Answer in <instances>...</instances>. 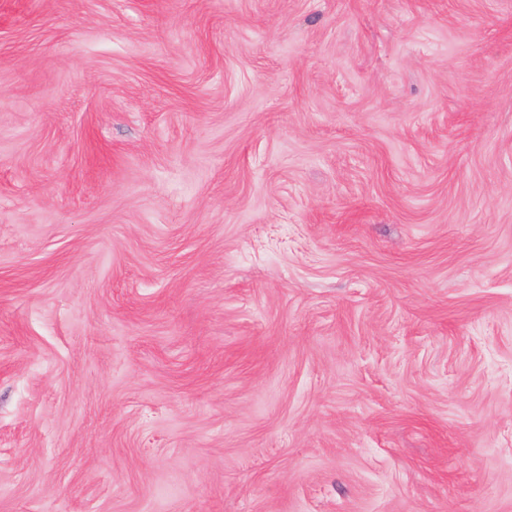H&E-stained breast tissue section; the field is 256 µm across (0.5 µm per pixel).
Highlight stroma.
Returning a JSON list of instances; mask_svg holds the SVG:
<instances>
[{
    "mask_svg": "<svg viewBox=\"0 0 512 512\" xmlns=\"http://www.w3.org/2000/svg\"><path fill=\"white\" fill-rule=\"evenodd\" d=\"M0 512H512V0H0Z\"/></svg>",
    "mask_w": 512,
    "mask_h": 512,
    "instance_id": "1",
    "label": "stroma"
}]
</instances>
